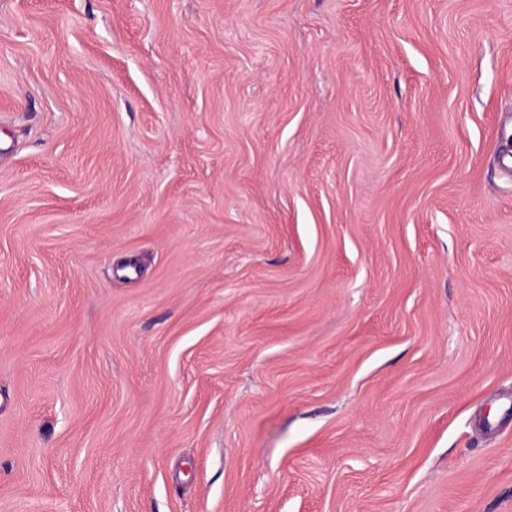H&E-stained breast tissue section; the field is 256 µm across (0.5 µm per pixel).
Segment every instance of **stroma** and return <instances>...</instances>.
<instances>
[{
	"label": "stroma",
	"mask_w": 512,
	"mask_h": 512,
	"mask_svg": "<svg viewBox=\"0 0 512 512\" xmlns=\"http://www.w3.org/2000/svg\"><path fill=\"white\" fill-rule=\"evenodd\" d=\"M512 0H0V512H512Z\"/></svg>",
	"instance_id": "obj_1"
}]
</instances>
